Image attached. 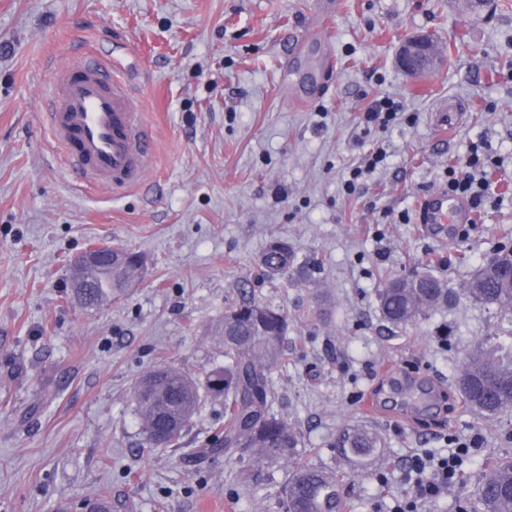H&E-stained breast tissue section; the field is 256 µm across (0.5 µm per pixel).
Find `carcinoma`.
Listing matches in <instances>:
<instances>
[{"label": "carcinoma", "instance_id": "1", "mask_svg": "<svg viewBox=\"0 0 512 512\" xmlns=\"http://www.w3.org/2000/svg\"><path fill=\"white\" fill-rule=\"evenodd\" d=\"M292 255L282 241L271 242L260 264L270 277L288 271ZM131 261L112 262V273H100L93 287L76 295L101 305L122 294L138 276ZM465 295L500 312L512 311V273L501 272L493 259L482 264ZM457 298V294L428 271L408 276H388L378 291L382 318L395 327L415 325L431 311ZM288 319L277 308L248 300L228 306L222 342L224 366L214 368L199 385L177 369L161 367L136 382L133 394L145 443L149 448L178 444L188 422L199 409L203 395L224 399V430L204 456H219L234 448H248L252 463L291 460L301 445L299 433L272 411L274 389L268 371L283 360ZM465 404L484 417L512 412V354L499 347L479 346L471 351L456 379ZM330 447L352 468L365 467L381 456L384 441L379 432L363 425L339 431ZM476 501L481 512H512V458L492 460L479 480ZM281 512H346L347 503L336 473L309 463H296L279 500Z\"/></svg>", "mask_w": 512, "mask_h": 512}]
</instances>
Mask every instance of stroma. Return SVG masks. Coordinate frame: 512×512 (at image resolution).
Masks as SVG:
<instances>
[{
    "label": "stroma",
    "mask_w": 512,
    "mask_h": 512,
    "mask_svg": "<svg viewBox=\"0 0 512 512\" xmlns=\"http://www.w3.org/2000/svg\"><path fill=\"white\" fill-rule=\"evenodd\" d=\"M0 0V512H53L108 493L112 512H277L289 464L240 480L250 452L198 459L224 427L206 399L176 448L148 450L133 385L169 366L197 379L224 363L234 300L288 318L270 371L275 411L302 437L297 461L342 473L348 512H392L414 455L457 442L460 480L418 512H468L490 455L512 457V414L484 418L454 382L467 353L512 343V317L463 296L473 271L512 246V0ZM432 34L453 60L412 77L407 38ZM311 34L305 56L294 40ZM337 61L317 101L294 100ZM111 58L154 141L139 185L79 190L42 122L59 67ZM403 120L364 128L376 96ZM498 161L474 223L453 240L423 231L422 201L480 142ZM386 161L365 171L368 156ZM363 168L354 192L343 183ZM288 243L270 277L260 255ZM143 254L124 297L83 308L70 286L81 251ZM425 270L459 297L398 328L380 314L385 276ZM373 398L375 412L363 403ZM377 428L384 461L351 470L331 449L349 425ZM278 246V248H274ZM293 258L288 245L282 241L271 242L262 254L260 264L270 277L282 275L288 271Z\"/></svg>",
    "instance_id": "stroma-1"
}]
</instances>
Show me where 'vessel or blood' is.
I'll return each mask as SVG.
<instances>
[{"label": "vessel or blood", "mask_w": 512, "mask_h": 512, "mask_svg": "<svg viewBox=\"0 0 512 512\" xmlns=\"http://www.w3.org/2000/svg\"><path fill=\"white\" fill-rule=\"evenodd\" d=\"M48 122L82 182L115 190L141 182L152 141L133 110L128 87L111 66L62 67ZM473 219L463 198L445 192L425 199L420 210V222L428 227L450 228Z\"/></svg>", "instance_id": "1"}]
</instances>
